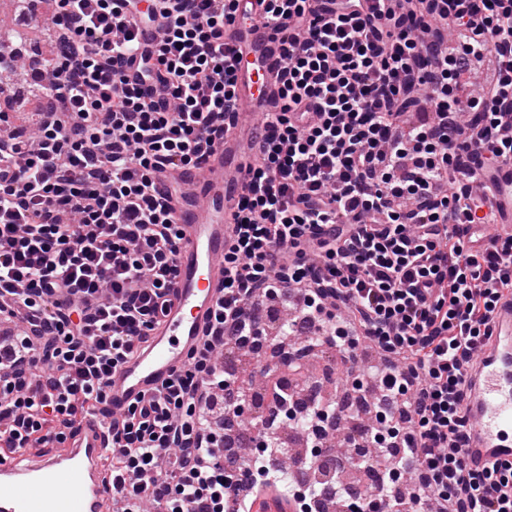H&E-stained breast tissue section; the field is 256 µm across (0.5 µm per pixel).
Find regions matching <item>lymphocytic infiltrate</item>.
Wrapping results in <instances>:
<instances>
[{
    "mask_svg": "<svg viewBox=\"0 0 512 512\" xmlns=\"http://www.w3.org/2000/svg\"><path fill=\"white\" fill-rule=\"evenodd\" d=\"M282 42L224 251V297L199 349L144 405L109 412L113 369L147 343L167 306L180 231L153 178L198 167L235 121L224 26L237 0H56L55 81L43 112L0 137V448L64 447L76 423L111 413L118 512H254L285 494L269 426L247 484L224 470V426L242 406L232 353L262 312L296 310L354 376L358 351L387 360L365 469L367 497L342 512H512V458L468 469L464 376L512 296V234L475 246L493 187L474 167L512 161V0H259ZM156 29L142 44V29ZM495 73L463 93L461 63ZM420 108L418 122L405 114Z\"/></svg>",
    "mask_w": 512,
    "mask_h": 512,
    "instance_id": "f902f5d3",
    "label": "lymphocytic infiltrate"
}]
</instances>
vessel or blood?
Returning <instances> with one entry per match:
<instances>
[{"label":"vessel or blood","mask_w":512,"mask_h":512,"mask_svg":"<svg viewBox=\"0 0 512 512\" xmlns=\"http://www.w3.org/2000/svg\"><path fill=\"white\" fill-rule=\"evenodd\" d=\"M248 17L224 27V44L239 59L236 72V124L214 144L202 168H178L157 175L155 189L174 208L181 236L177 274L169 286L171 303L150 333L144 349L112 373L114 408L156 394L201 342L224 294V247L232 214L252 162L249 144L259 135L264 112L274 97L281 51L257 0ZM495 179L497 222L512 229V163ZM463 409L470 419L465 455L483 468L512 458V300L495 313L492 344L473 365ZM106 418L86 417L62 449H21L0 458V512H112V482L106 470L112 440Z\"/></svg>","instance_id":"vessel-or-blood-1"}]
</instances>
